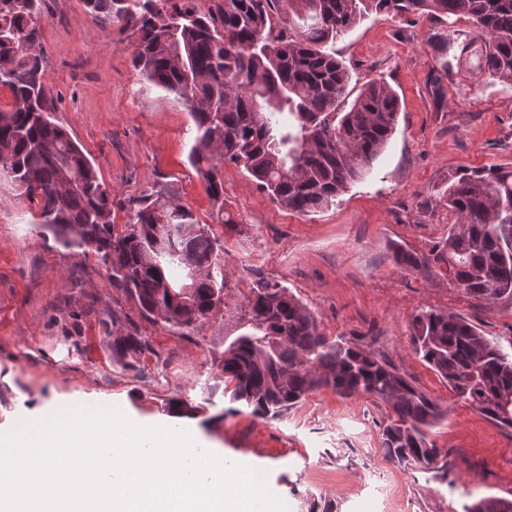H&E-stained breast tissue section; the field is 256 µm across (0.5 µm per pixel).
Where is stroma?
<instances>
[{"label": "stroma", "instance_id": "35a3bbf8", "mask_svg": "<svg viewBox=\"0 0 512 512\" xmlns=\"http://www.w3.org/2000/svg\"><path fill=\"white\" fill-rule=\"evenodd\" d=\"M456 42L440 53L439 33ZM472 23L409 21L371 13L337 39L350 71L345 104L372 79L400 99L398 124L372 172L332 206L308 215L276 205L242 168L224 163L221 224L202 177L188 163L194 124L183 100L148 82L120 25L103 26L80 0H45L40 51L57 118L112 191V222L124 227L142 199L161 194L211 225L224 245L230 300L184 333L143 317L113 287L93 249L39 235L22 189L0 178V431L53 404L120 405L129 415L177 425V404L207 450L247 463L288 512H463L494 496L512 500V430L459 399L413 353L410 325L424 310L460 316L512 349V297L487 302L446 277L398 267L394 247L423 253L453 217L436 197L462 168L512 164V87L460 66L433 81ZM258 269L287 285L328 339L342 336L392 363L446 410L430 432L447 450L448 474L389 461L380 426L389 410L332 390L309 394L279 419L227 413L217 364L243 333L237 306ZM137 329L142 351L114 348Z\"/></svg>", "mask_w": 512, "mask_h": 512}]
</instances>
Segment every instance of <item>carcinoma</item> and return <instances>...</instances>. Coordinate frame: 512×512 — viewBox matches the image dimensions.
<instances>
[{
  "label": "carcinoma",
  "instance_id": "obj_1",
  "mask_svg": "<svg viewBox=\"0 0 512 512\" xmlns=\"http://www.w3.org/2000/svg\"><path fill=\"white\" fill-rule=\"evenodd\" d=\"M109 28L121 24L133 63L188 106L196 127L189 162L224 213L221 163L239 165L278 206L300 214L336 202L368 174L396 130L399 99L382 78L366 84L346 112L349 83L329 45L372 11L393 17H465L478 29L461 55L473 70L512 85V0H80ZM44 0H0V172L36 204L39 234L66 248L91 247L147 319L191 329L221 307L224 250L210 225L159 196L115 232L112 190L66 130L45 82L41 39ZM439 203L454 217L448 236L426 253L397 248L394 262L424 274L443 272L485 301L512 296V165L462 169ZM239 304L247 331L221 360L229 402L276 419L322 388L366 395L391 409L380 433L399 466L435 472L441 449L429 439L445 411L373 351L318 329L307 306L279 281L251 269ZM415 353L454 392L502 428H512V352L456 315L417 314ZM464 512H512L489 497Z\"/></svg>",
  "mask_w": 512,
  "mask_h": 512
}]
</instances>
